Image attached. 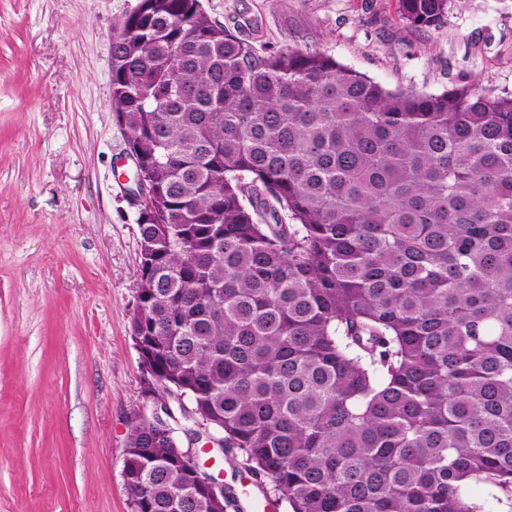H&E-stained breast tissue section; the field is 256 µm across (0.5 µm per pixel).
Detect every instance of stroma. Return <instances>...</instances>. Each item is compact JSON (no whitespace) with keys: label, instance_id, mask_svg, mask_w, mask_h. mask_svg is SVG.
<instances>
[{"label":"stroma","instance_id":"stroma-1","mask_svg":"<svg viewBox=\"0 0 512 512\" xmlns=\"http://www.w3.org/2000/svg\"><path fill=\"white\" fill-rule=\"evenodd\" d=\"M259 48L324 52L385 88L512 92V7L439 29L397 0H201ZM139 0H0V512H130L122 458L144 408L138 208L111 44Z\"/></svg>","mask_w":512,"mask_h":512}]
</instances>
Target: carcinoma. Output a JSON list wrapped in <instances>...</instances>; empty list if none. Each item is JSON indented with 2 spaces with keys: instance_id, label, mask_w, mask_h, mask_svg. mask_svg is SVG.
<instances>
[{
  "instance_id": "1",
  "label": "carcinoma",
  "mask_w": 512,
  "mask_h": 512,
  "mask_svg": "<svg viewBox=\"0 0 512 512\" xmlns=\"http://www.w3.org/2000/svg\"><path fill=\"white\" fill-rule=\"evenodd\" d=\"M398 2L436 29L455 0ZM112 109L154 193L140 370L253 487L291 512L512 496V93L390 90L200 0H141ZM123 474L131 512L227 510L160 421L131 427ZM469 489L471 502L479 506L481 512H512V501L491 484L474 480Z\"/></svg>"
}]
</instances>
